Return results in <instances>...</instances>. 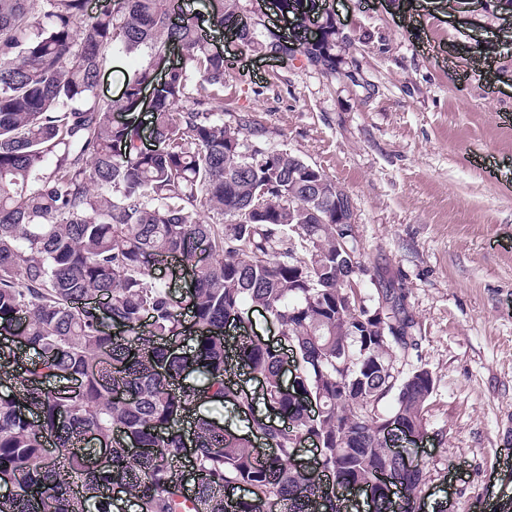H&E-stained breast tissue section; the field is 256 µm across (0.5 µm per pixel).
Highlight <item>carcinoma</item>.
<instances>
[{
  "label": "carcinoma",
  "instance_id": "cac0c4a2",
  "mask_svg": "<svg viewBox=\"0 0 512 512\" xmlns=\"http://www.w3.org/2000/svg\"><path fill=\"white\" fill-rule=\"evenodd\" d=\"M0 0V512H118L119 486L138 512H341L338 491L366 486L373 512H417L424 471L398 462L383 428L428 430L434 391L423 365L404 370L421 337L405 289L371 267L336 265V208L318 204L321 168L270 147L240 115L224 121V75L233 62L213 49L176 0ZM208 0L209 23L241 48L288 50L239 7ZM293 15L298 52L336 70V21L315 0H276ZM318 30L307 19L316 9ZM182 61L161 75L172 46ZM140 59L125 92L103 100L96 86L109 53ZM157 145L118 113L141 109L142 88ZM190 102V106L183 102ZM198 267L184 299L157 282L168 259ZM375 280L365 298L360 285ZM386 307L393 325L371 321ZM264 309L294 362L261 339L224 336L227 318ZM262 377L264 413L232 376ZM389 409H384L387 401ZM227 404L245 418L242 436L203 412ZM264 433L267 452L251 436ZM96 435L111 463L93 465ZM316 436L323 471L292 465L295 438ZM193 449L192 494L176 458ZM389 477L376 483L377 473ZM407 497L397 506L392 488Z\"/></svg>",
  "mask_w": 512,
  "mask_h": 512
}]
</instances>
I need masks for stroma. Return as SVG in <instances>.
Instances as JSON below:
<instances>
[{
  "mask_svg": "<svg viewBox=\"0 0 512 512\" xmlns=\"http://www.w3.org/2000/svg\"><path fill=\"white\" fill-rule=\"evenodd\" d=\"M336 71L241 50L224 112L349 193L364 260L408 290L435 388L422 512H512V18L482 0H327Z\"/></svg>",
  "mask_w": 512,
  "mask_h": 512,
  "instance_id": "obj_1",
  "label": "stroma"
}]
</instances>
